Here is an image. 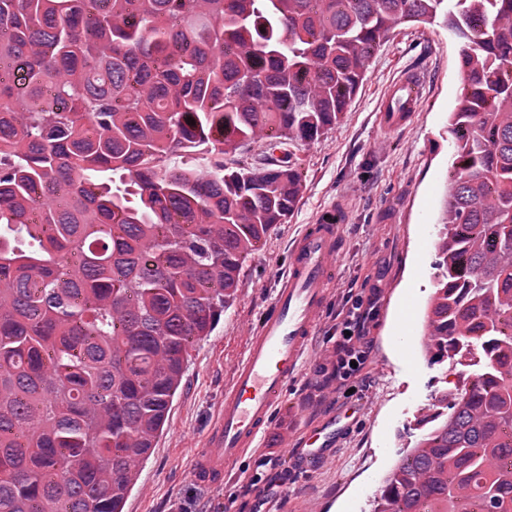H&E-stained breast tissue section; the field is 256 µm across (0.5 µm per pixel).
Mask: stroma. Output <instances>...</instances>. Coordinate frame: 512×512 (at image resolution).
Returning <instances> with one entry per match:
<instances>
[{"label": "stroma", "instance_id": "35a3bbf8", "mask_svg": "<svg viewBox=\"0 0 512 512\" xmlns=\"http://www.w3.org/2000/svg\"><path fill=\"white\" fill-rule=\"evenodd\" d=\"M461 43L439 25L403 24L375 53L358 94L339 123L321 138L293 149L303 178L302 199L288 223L274 225L245 262L236 298L207 338L197 342L168 424L159 436L124 512H370L371 502L410 442L419 409L464 381L448 363L432 361L422 347L423 315L436 290L438 220L454 147L445 128L462 89ZM407 67L423 80L422 109L404 131L378 123L379 104ZM347 212L345 252L311 361L286 395L264 446L251 449L238 473L206 486L193 474L224 400V388L247 338L283 276L288 245L304 225L334 204ZM372 303L364 324L368 362L353 379L352 399L366 409L350 421L336 454L315 474L299 462L280 461L267 494L245 493L268 445L282 446L347 399L327 371L334 336L348 300ZM408 353L395 348L398 330Z\"/></svg>", "mask_w": 512, "mask_h": 512}]
</instances>
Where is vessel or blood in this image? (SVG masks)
<instances>
[{"mask_svg":"<svg viewBox=\"0 0 512 512\" xmlns=\"http://www.w3.org/2000/svg\"><path fill=\"white\" fill-rule=\"evenodd\" d=\"M422 86L421 74L413 68L392 83L379 105L383 130L398 131L414 119L421 109ZM344 244L340 214L334 208L293 240L283 282L248 338L244 356L224 389L219 419L195 459L200 482H222L267 434L276 411L283 409L286 389L301 373L320 328ZM336 435L331 419L302 430L297 444H284L281 452L288 457L295 447H302V462L314 471L332 459Z\"/></svg>","mask_w":512,"mask_h":512,"instance_id":"obj_1","label":"vessel or blood"}]
</instances>
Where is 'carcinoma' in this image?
I'll return each mask as SVG.
<instances>
[{
	"mask_svg": "<svg viewBox=\"0 0 512 512\" xmlns=\"http://www.w3.org/2000/svg\"><path fill=\"white\" fill-rule=\"evenodd\" d=\"M437 21L465 48L424 348L466 384L373 512H512V0H0V73H25L0 79V512H123L302 198L292 147L395 27Z\"/></svg>",
	"mask_w": 512,
	"mask_h": 512,
	"instance_id": "1",
	"label": "carcinoma"
}]
</instances>
